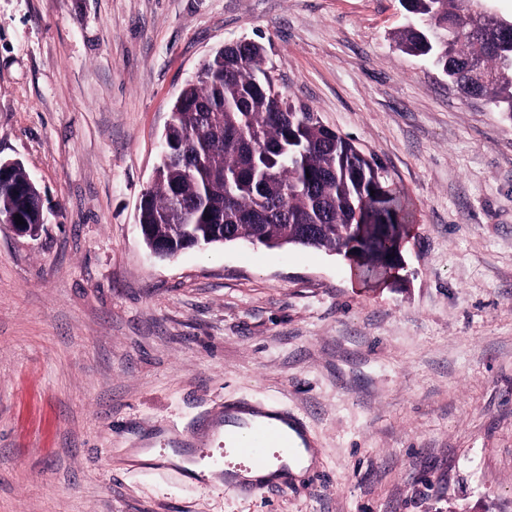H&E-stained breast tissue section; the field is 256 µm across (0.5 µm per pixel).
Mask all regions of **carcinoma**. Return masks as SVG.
Returning <instances> with one entry per match:
<instances>
[{
  "label": "carcinoma",
  "mask_w": 512,
  "mask_h": 512,
  "mask_svg": "<svg viewBox=\"0 0 512 512\" xmlns=\"http://www.w3.org/2000/svg\"><path fill=\"white\" fill-rule=\"evenodd\" d=\"M413 23L399 33L409 55L432 62L465 97L512 112V19L489 26L471 0H400ZM452 33L434 40L429 28ZM263 47L252 41L214 52L172 108L157 177L143 196L144 243L171 254L247 241L300 246L355 258L364 276L386 273L401 254L411 213L383 166L352 140L324 128L314 113L257 87ZM43 221L40 189L25 168L0 174V215ZM302 224H320L308 238Z\"/></svg>",
  "instance_id": "cac0c4a2"
}]
</instances>
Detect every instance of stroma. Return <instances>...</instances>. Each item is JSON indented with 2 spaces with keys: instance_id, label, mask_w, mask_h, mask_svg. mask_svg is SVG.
Returning a JSON list of instances; mask_svg holds the SVG:
<instances>
[{
  "instance_id": "35a3bbf8",
  "label": "stroma",
  "mask_w": 512,
  "mask_h": 512,
  "mask_svg": "<svg viewBox=\"0 0 512 512\" xmlns=\"http://www.w3.org/2000/svg\"><path fill=\"white\" fill-rule=\"evenodd\" d=\"M399 0H0V159L38 184L0 226V512H512V112L402 52ZM385 168L396 276L237 242L154 257L136 222L171 109L217 49ZM315 440L285 490L189 478L225 404ZM0 224H7L18 236L37 237L42 231L43 203L40 204V189L20 164L1 172L0 175ZM19 214L23 225H16L6 217Z\"/></svg>"
}]
</instances>
